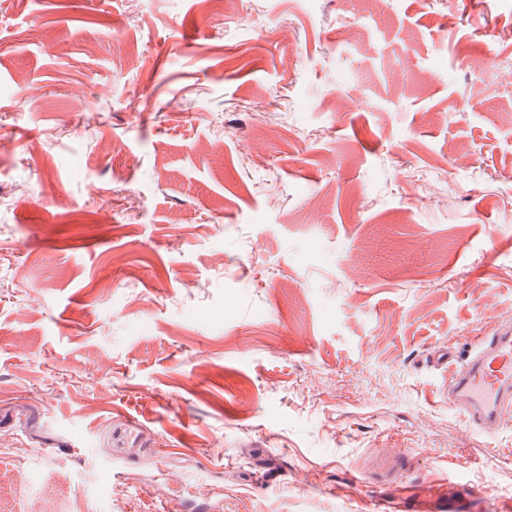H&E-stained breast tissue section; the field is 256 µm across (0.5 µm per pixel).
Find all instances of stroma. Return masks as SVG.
<instances>
[{
    "label": "stroma",
    "mask_w": 512,
    "mask_h": 512,
    "mask_svg": "<svg viewBox=\"0 0 512 512\" xmlns=\"http://www.w3.org/2000/svg\"><path fill=\"white\" fill-rule=\"evenodd\" d=\"M506 320L512 0H0V512H512ZM448 406L464 411L477 429L493 426L512 408V323L482 337L448 384Z\"/></svg>",
    "instance_id": "stroma-1"
}]
</instances>
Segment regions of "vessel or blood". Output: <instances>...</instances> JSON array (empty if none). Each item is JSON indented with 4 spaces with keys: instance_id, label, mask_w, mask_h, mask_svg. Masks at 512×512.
<instances>
[{
    "instance_id": "obj_1",
    "label": "vessel or blood",
    "mask_w": 512,
    "mask_h": 512,
    "mask_svg": "<svg viewBox=\"0 0 512 512\" xmlns=\"http://www.w3.org/2000/svg\"><path fill=\"white\" fill-rule=\"evenodd\" d=\"M432 360L439 366H454V353L440 350ZM454 368L448 384L449 406L464 411L474 428L493 426L512 408V323L482 337L470 359Z\"/></svg>"
}]
</instances>
